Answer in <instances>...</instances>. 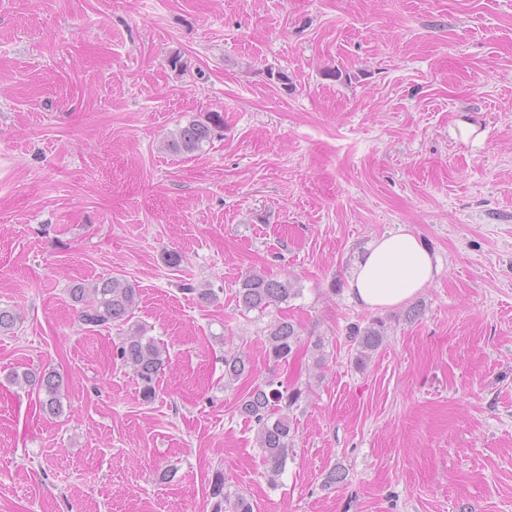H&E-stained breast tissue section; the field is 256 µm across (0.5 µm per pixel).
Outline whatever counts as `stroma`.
Here are the masks:
<instances>
[{
	"instance_id": "35a3bbf8",
	"label": "stroma",
	"mask_w": 512,
	"mask_h": 512,
	"mask_svg": "<svg viewBox=\"0 0 512 512\" xmlns=\"http://www.w3.org/2000/svg\"><path fill=\"white\" fill-rule=\"evenodd\" d=\"M212 112L202 151L161 149ZM399 231L436 278L360 306L359 258ZM255 270L297 295L239 309ZM110 276L169 350L149 403L126 326L82 329L68 295ZM0 306V512H211L218 468L254 512H512V0H0ZM282 316L320 377L268 357ZM376 317L356 367L347 329ZM230 350L250 378L226 383ZM14 370L61 376L62 415ZM270 377L309 387L273 487L236 410ZM386 332V322L381 319H372L364 326L355 323L349 327L347 337L355 348L357 367H363L382 346Z\"/></svg>"
}]
</instances>
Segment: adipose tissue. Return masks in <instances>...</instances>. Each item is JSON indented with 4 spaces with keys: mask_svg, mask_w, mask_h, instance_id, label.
<instances>
[{
    "mask_svg": "<svg viewBox=\"0 0 512 512\" xmlns=\"http://www.w3.org/2000/svg\"><path fill=\"white\" fill-rule=\"evenodd\" d=\"M435 272L431 252L415 234H386L358 263L349 292L366 308L389 309L419 294L433 281Z\"/></svg>",
    "mask_w": 512,
    "mask_h": 512,
    "instance_id": "adipose-tissue-1",
    "label": "adipose tissue"
}]
</instances>
